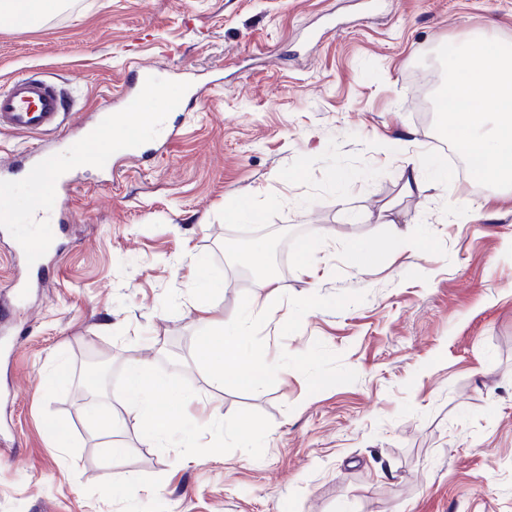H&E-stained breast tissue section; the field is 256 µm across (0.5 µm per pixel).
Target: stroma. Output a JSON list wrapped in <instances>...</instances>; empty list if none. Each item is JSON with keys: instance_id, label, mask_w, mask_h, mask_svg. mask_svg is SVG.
I'll return each mask as SVG.
<instances>
[{"instance_id": "1", "label": "stroma", "mask_w": 512, "mask_h": 512, "mask_svg": "<svg viewBox=\"0 0 512 512\" xmlns=\"http://www.w3.org/2000/svg\"><path fill=\"white\" fill-rule=\"evenodd\" d=\"M366 2L66 0L30 26L0 17V84L33 76L74 102L56 132L0 130L6 205L44 216L0 237V303L26 273L16 239L67 227L0 325V512H512V193L461 179L445 149L458 118L431 104L458 42H512V0ZM141 65L203 104L163 154L107 179L80 166L79 125ZM36 147L65 159L68 193L17 184ZM426 157L447 180L406 193V160ZM238 204L260 222H227ZM241 240L263 246L274 287L236 265ZM207 280L221 291L202 296ZM201 298L211 319L247 315L246 351L276 368L262 385L212 382ZM87 352L112 366L101 393L124 424L109 438L76 401ZM137 359L193 398L161 448L124 398ZM61 361L67 380L42 392ZM205 409L223 429L198 426ZM111 441L127 454L110 459Z\"/></svg>"}]
</instances>
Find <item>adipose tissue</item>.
I'll list each match as a JSON object with an SVG mask.
<instances>
[{
	"label": "adipose tissue",
	"mask_w": 512,
	"mask_h": 512,
	"mask_svg": "<svg viewBox=\"0 0 512 512\" xmlns=\"http://www.w3.org/2000/svg\"><path fill=\"white\" fill-rule=\"evenodd\" d=\"M461 103L466 122L456 127L454 140L465 157L481 162L484 188L492 194L512 186V48L497 50L482 41L463 44L448 59V80L438 103L450 112L452 103ZM248 334L246 322L212 321L206 334L210 349L205 364L211 379L223 386L251 389L270 374L264 362L251 358L244 350ZM182 398L180 387L158 378L150 363L130 365L125 394L128 404L141 417L144 439L151 444L165 443L171 423L154 397Z\"/></svg>",
	"instance_id": "1"
}]
</instances>
